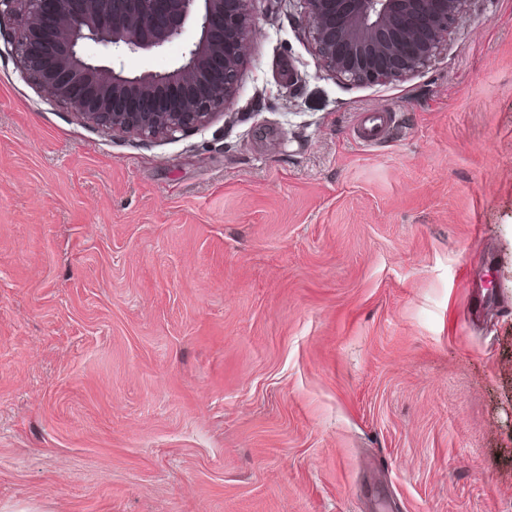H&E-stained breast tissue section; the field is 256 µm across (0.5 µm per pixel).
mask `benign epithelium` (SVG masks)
Returning <instances> with one entry per match:
<instances>
[{
  "instance_id": "obj_1",
  "label": "benign epithelium",
  "mask_w": 512,
  "mask_h": 512,
  "mask_svg": "<svg viewBox=\"0 0 512 512\" xmlns=\"http://www.w3.org/2000/svg\"><path fill=\"white\" fill-rule=\"evenodd\" d=\"M251 0H0V21H23L12 43L23 78L106 134L175 139L233 105ZM324 68L350 84L404 79L431 63L470 0H290ZM197 35L183 40L188 21ZM183 42L170 70L130 76L99 64Z\"/></svg>"
}]
</instances>
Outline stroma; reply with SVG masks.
I'll use <instances>...</instances> for the list:
<instances>
[{
    "label": "stroma",
    "mask_w": 512,
    "mask_h": 512,
    "mask_svg": "<svg viewBox=\"0 0 512 512\" xmlns=\"http://www.w3.org/2000/svg\"><path fill=\"white\" fill-rule=\"evenodd\" d=\"M250 11L230 113L150 142L0 26V512H512V0L385 84Z\"/></svg>",
    "instance_id": "35a3bbf8"
}]
</instances>
